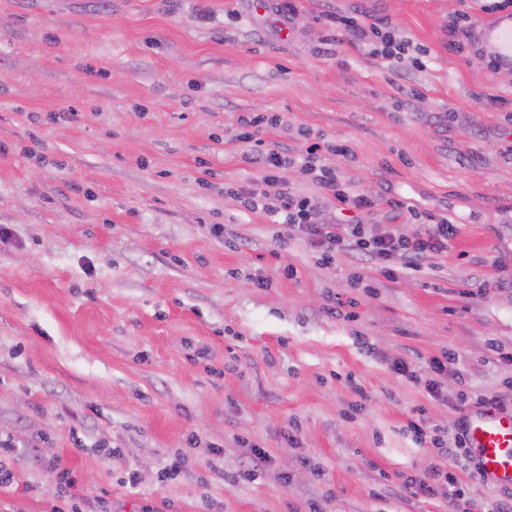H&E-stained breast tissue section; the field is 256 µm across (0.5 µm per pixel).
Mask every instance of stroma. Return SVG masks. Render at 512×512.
Wrapping results in <instances>:
<instances>
[{
  "mask_svg": "<svg viewBox=\"0 0 512 512\" xmlns=\"http://www.w3.org/2000/svg\"><path fill=\"white\" fill-rule=\"evenodd\" d=\"M487 2L294 0L284 34L253 0H0V512H51L56 460L88 512H448L446 485L412 486L437 464L462 512L512 495L432 443L479 398L512 409V71L448 47ZM268 112L288 155L349 147L373 231L444 217L452 247L355 288L349 256L278 246L232 194L262 175L239 118ZM445 352L433 394L390 368ZM335 20L339 27H343L345 32L355 39L364 40L367 43L380 42L383 45L382 58L390 59L395 55L390 49L394 43L391 31H382L375 24H367L363 19L356 17L336 16ZM434 480L436 482L442 481L448 485V503L452 507L458 506L459 500L463 494L462 488L458 483V480L455 474L449 470H445L443 468L434 467L428 474L427 477L423 479H419L415 481V487L423 492H430L431 486L429 485V480Z\"/></svg>",
  "mask_w": 512,
  "mask_h": 512,
  "instance_id": "obj_1",
  "label": "stroma"
}]
</instances>
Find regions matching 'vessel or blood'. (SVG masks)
<instances>
[{
    "mask_svg": "<svg viewBox=\"0 0 512 512\" xmlns=\"http://www.w3.org/2000/svg\"><path fill=\"white\" fill-rule=\"evenodd\" d=\"M478 36L498 58L512 60V15L482 25ZM464 435L474 471L485 481L512 487V411L483 406L467 415Z\"/></svg>",
    "mask_w": 512,
    "mask_h": 512,
    "instance_id": "obj_1",
    "label": "vessel or blood"
}]
</instances>
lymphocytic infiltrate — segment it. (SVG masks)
<instances>
[{"label":"lymphocytic infiltrate","mask_w":512,"mask_h":512,"mask_svg":"<svg viewBox=\"0 0 512 512\" xmlns=\"http://www.w3.org/2000/svg\"><path fill=\"white\" fill-rule=\"evenodd\" d=\"M242 139L250 146L251 160L261 165L264 175L251 185L240 187L236 195L249 211H262L277 224V242L301 238L320 252V262L331 265L337 255L345 254L356 260L372 262L385 279H396L399 270L417 271L429 256L446 252L457 236L456 225L447 221L423 224L412 236L391 232L375 233L361 220L363 211L373 207L372 198L355 193L350 185L340 182L330 159L349 152L347 145L333 141L313 143L306 147L301 163H294L280 146L258 138V127L276 126L278 114L244 116ZM298 165L325 196L336 202L333 213L317 216L308 198L288 192L280 170Z\"/></svg>","instance_id":"f902f5d3"}]
</instances>
